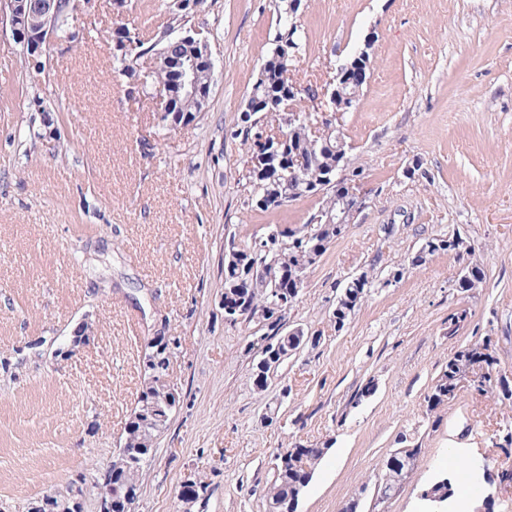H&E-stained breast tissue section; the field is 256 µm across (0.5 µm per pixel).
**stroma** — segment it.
<instances>
[{"instance_id":"1","label":"stroma","mask_w":512,"mask_h":512,"mask_svg":"<svg viewBox=\"0 0 512 512\" xmlns=\"http://www.w3.org/2000/svg\"><path fill=\"white\" fill-rule=\"evenodd\" d=\"M76 10L73 38L33 69L0 33V512L49 493L100 512L96 483L144 384L157 329L180 348L168 379L180 411L155 444L134 512H267L276 449L330 443L297 512H418L419 492L461 464L487 462L494 512H512V401L472 383L428 409L460 347L491 341L495 376L512 381V0H304L292 76L322 88L337 58L372 40L355 109L342 113L367 206L306 278L290 326L316 336L254 384L264 331L224 319V251L267 225L299 226L317 197L263 213L252 204L238 117L280 32L282 0H203L182 29L214 60L200 116L169 133L160 101L116 76V26L151 28L174 0H98ZM59 149L42 137L44 113ZM419 164L416 178L405 175ZM460 253L411 258L437 237ZM484 272L479 288L459 281ZM397 282L388 277L395 270ZM374 281L354 315L332 313L351 276ZM89 342L67 354L82 325ZM371 394H364V387ZM414 469L383 503L372 491L402 443ZM208 473L206 499L183 495Z\"/></svg>"}]
</instances>
